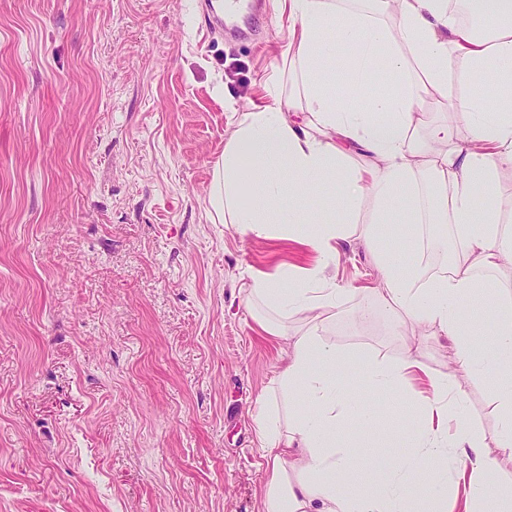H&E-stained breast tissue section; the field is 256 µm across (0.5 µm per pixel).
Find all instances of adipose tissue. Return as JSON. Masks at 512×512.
<instances>
[{
  "label": "adipose tissue",
  "mask_w": 512,
  "mask_h": 512,
  "mask_svg": "<svg viewBox=\"0 0 512 512\" xmlns=\"http://www.w3.org/2000/svg\"><path fill=\"white\" fill-rule=\"evenodd\" d=\"M278 2L288 11L282 54L298 72L288 86L281 75L267 79L265 103L236 120L210 193L214 222L244 236L294 238L318 254L314 266L284 264L247 286L248 299L276 315L263 329L290 342L275 378L288 424L280 426L267 403L255 420L266 473L261 512H447L452 482L463 487V512H512V499L491 478L484 436L461 414L465 380L494 365L497 446L512 457V303L486 297L476 277L512 261L497 189L500 170L512 169V103L485 94L512 86V0H469L479 16L508 24L490 37L462 25L448 0H378L375 15L337 14L335 0ZM386 14L395 28L383 25ZM328 29L335 40L324 39ZM340 46L348 50L341 86L333 63ZM458 69L470 78L471 92L425 116V94L447 96L448 75ZM458 124L472 130L471 140L456 137ZM361 154L371 160L364 169L352 164ZM425 169L441 191H428L420 177ZM367 196L372 209L363 222ZM397 196L405 202L398 213ZM393 224L451 225L459 253L443 271L425 274L416 258L386 248ZM356 232L378 255L375 295L390 320L425 332L403 344L394 361L362 358L353 384L337 374L345 359L325 331L341 294L327 268ZM478 298L497 314L489 343L481 324L461 321ZM291 317L304 329L290 337L283 322ZM440 340L449 349L448 370L432 373L426 352ZM418 373L427 394L413 399L410 379ZM375 394L408 399L399 414L412 428L403 447L363 460L336 439L347 429L364 441L372 437L377 415L367 399ZM452 412L459 416L453 429Z\"/></svg>",
  "instance_id": "obj_1"
}]
</instances>
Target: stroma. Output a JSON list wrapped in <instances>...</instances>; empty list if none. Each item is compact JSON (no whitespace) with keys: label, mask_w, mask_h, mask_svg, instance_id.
<instances>
[{"label":"stroma","mask_w":512,"mask_h":512,"mask_svg":"<svg viewBox=\"0 0 512 512\" xmlns=\"http://www.w3.org/2000/svg\"><path fill=\"white\" fill-rule=\"evenodd\" d=\"M204 0H0V512H260L256 440L282 341L250 276L309 267L297 241L208 217L235 115L265 96L288 22L260 39L204 31ZM337 349L395 358L413 325L360 326L381 277L352 237ZM496 371L464 386L495 481ZM376 442L408 430L378 396Z\"/></svg>","instance_id":"35a3bbf8"}]
</instances>
